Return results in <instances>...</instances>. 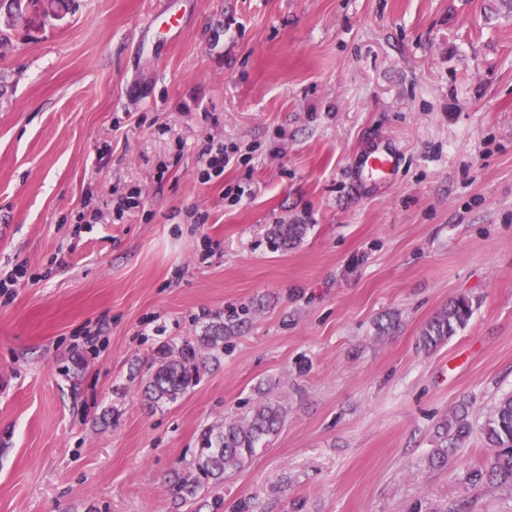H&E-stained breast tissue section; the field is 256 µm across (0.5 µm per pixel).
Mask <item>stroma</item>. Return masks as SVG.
Masks as SVG:
<instances>
[{"instance_id":"stroma-1","label":"stroma","mask_w":512,"mask_h":512,"mask_svg":"<svg viewBox=\"0 0 512 512\" xmlns=\"http://www.w3.org/2000/svg\"><path fill=\"white\" fill-rule=\"evenodd\" d=\"M35 0L0 9V512L174 503L201 430L278 433L219 493L254 512H512L471 483L512 392V11L502 0ZM234 159L203 182L200 150ZM391 143L364 191L351 165ZM138 204L117 216L131 190ZM272 224H304L276 250ZM467 296L446 344L425 323ZM238 318L177 401L157 347ZM471 434L428 463L437 421ZM472 314V305L466 298H457L436 313L424 326L419 336V346L425 351L436 349L464 327Z\"/></svg>"}]
</instances>
